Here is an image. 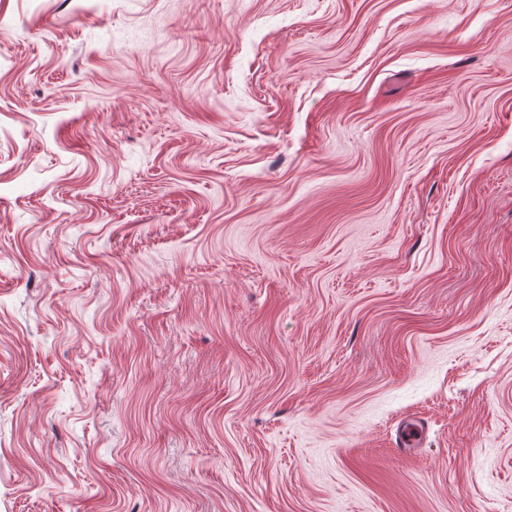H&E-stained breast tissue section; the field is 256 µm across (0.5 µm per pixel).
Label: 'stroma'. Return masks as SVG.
I'll list each match as a JSON object with an SVG mask.
<instances>
[{
	"instance_id": "1",
	"label": "stroma",
	"mask_w": 512,
	"mask_h": 512,
	"mask_svg": "<svg viewBox=\"0 0 512 512\" xmlns=\"http://www.w3.org/2000/svg\"><path fill=\"white\" fill-rule=\"evenodd\" d=\"M0 512H512V0H0Z\"/></svg>"
}]
</instances>
